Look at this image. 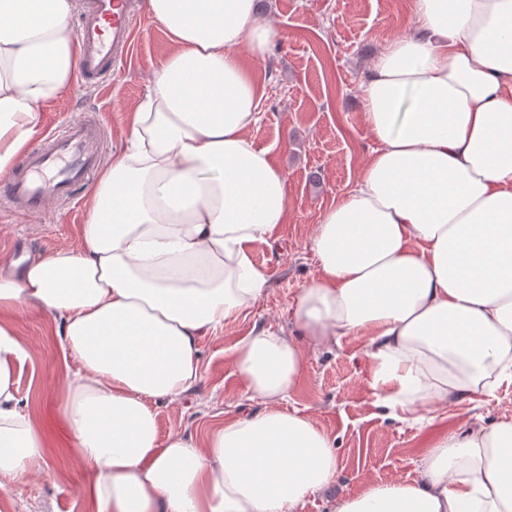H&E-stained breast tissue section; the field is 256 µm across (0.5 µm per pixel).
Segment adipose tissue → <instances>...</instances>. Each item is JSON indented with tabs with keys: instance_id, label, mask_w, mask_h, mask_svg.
<instances>
[{
	"instance_id": "obj_1",
	"label": "adipose tissue",
	"mask_w": 512,
	"mask_h": 512,
	"mask_svg": "<svg viewBox=\"0 0 512 512\" xmlns=\"http://www.w3.org/2000/svg\"><path fill=\"white\" fill-rule=\"evenodd\" d=\"M75 6L0 0V175L74 89ZM147 10L172 48L91 190L80 248L0 271V485L52 475L16 379L28 352L13 317L32 309L55 322L52 396L94 512H297L337 476L329 435L280 407L304 344L362 340L378 405L412 424L512 383V0H414L411 33L361 84L376 147L315 229L292 331L234 348L263 408L201 443L160 436L155 405L196 387L201 337L248 316L268 283L251 245L285 223L288 177L250 137L262 90L237 50L264 58L279 33L255 0ZM333 512H512V418L437 432L414 480L368 484Z\"/></svg>"
}]
</instances>
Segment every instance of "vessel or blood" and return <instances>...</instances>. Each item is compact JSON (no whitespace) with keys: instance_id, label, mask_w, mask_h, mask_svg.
I'll use <instances>...</instances> for the list:
<instances>
[{"instance_id":"1","label":"vessel or blood","mask_w":512,"mask_h":512,"mask_svg":"<svg viewBox=\"0 0 512 512\" xmlns=\"http://www.w3.org/2000/svg\"><path fill=\"white\" fill-rule=\"evenodd\" d=\"M135 0H90L75 22L83 44L79 73L84 81L106 83L113 67L128 60L137 33ZM99 123L80 119L54 133L0 180V202L37 213L49 199L67 200L76 185L88 181L102 155Z\"/></svg>"}]
</instances>
